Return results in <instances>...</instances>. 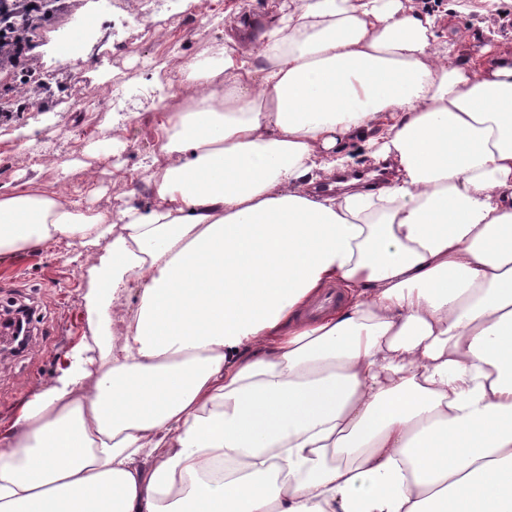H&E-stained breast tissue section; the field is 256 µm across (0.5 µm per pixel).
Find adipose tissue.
Masks as SVG:
<instances>
[{"instance_id": "adipose-tissue-1", "label": "adipose tissue", "mask_w": 512, "mask_h": 512, "mask_svg": "<svg viewBox=\"0 0 512 512\" xmlns=\"http://www.w3.org/2000/svg\"><path fill=\"white\" fill-rule=\"evenodd\" d=\"M433 28L297 0L259 60L187 65L210 93L161 123L149 204L0 191L1 256L92 260L89 340L0 429V512H512V63L432 68ZM349 133L396 180L312 198ZM331 280L361 299L257 347Z\"/></svg>"}]
</instances>
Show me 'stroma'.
<instances>
[{"mask_svg": "<svg viewBox=\"0 0 512 512\" xmlns=\"http://www.w3.org/2000/svg\"><path fill=\"white\" fill-rule=\"evenodd\" d=\"M224 10L211 22L190 14L185 0H178L177 17L152 14L154 24L166 28V38L174 42V53L160 59L157 71L139 64L140 55L150 53L137 16L144 11V0H125L120 17L107 18L102 45L78 63L61 57L55 42L56 29L41 31V51L22 59L29 69L51 71L62 85L49 99L45 112H15L10 119H0V187L11 188L16 181L37 178L44 186L65 196L84 198L97 209H113L126 202L145 204L151 193L143 180L140 163L151 152L158 125L168 110L159 103L158 72L176 74L195 58L208 55L211 47L221 44L235 56L256 57L262 35L291 12L295 0H223ZM414 13L431 15L436 38L430 49L436 56L453 57L455 62L482 68L497 54L512 55V0H493L490 10L469 14L458 0H410ZM252 17L259 25L248 34L236 29L238 19ZM126 75L139 84L141 93L128 99L124 111L66 112L61 104L77 101L84 84L95 82L99 72ZM152 116V125L133 120V113ZM113 120L121 130V169H114L108 157L106 120ZM30 130L35 140H43L51 131H60L54 152L60 163L46 167L36 163L32 152L19 151L17 130ZM97 143L100 159L96 180H89L83 169L62 174L61 162L80 157L88 143ZM97 193H90V186ZM75 247L67 244L33 253L0 255V311L23 305L35 306L38 320L25 351L0 352V422L8 420L32 397L37 388L51 383L64 356L75 350L88 327L81 316V296L85 283L82 270L70 261Z\"/></svg>", "mask_w": 512, "mask_h": 512, "instance_id": "obj_1", "label": "stroma"}]
</instances>
